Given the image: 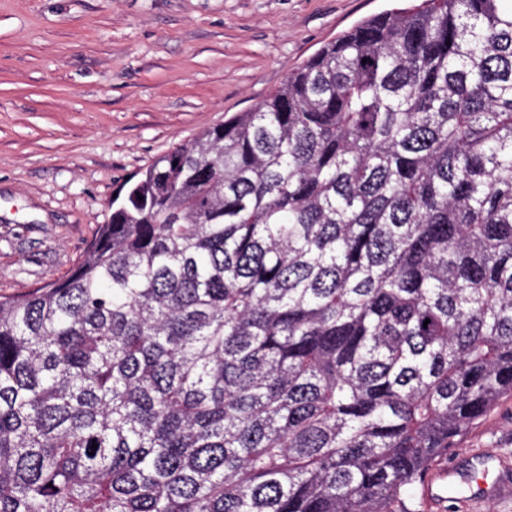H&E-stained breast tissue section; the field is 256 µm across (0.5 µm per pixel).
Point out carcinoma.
Instances as JSON below:
<instances>
[{
    "mask_svg": "<svg viewBox=\"0 0 512 512\" xmlns=\"http://www.w3.org/2000/svg\"><path fill=\"white\" fill-rule=\"evenodd\" d=\"M501 2L359 22L0 299V512H425L512 395Z\"/></svg>",
    "mask_w": 512,
    "mask_h": 512,
    "instance_id": "1",
    "label": "carcinoma"
}]
</instances>
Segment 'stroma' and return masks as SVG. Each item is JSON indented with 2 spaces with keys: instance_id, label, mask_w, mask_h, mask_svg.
<instances>
[{
  "instance_id": "35a3bbf8",
  "label": "stroma",
  "mask_w": 512,
  "mask_h": 512,
  "mask_svg": "<svg viewBox=\"0 0 512 512\" xmlns=\"http://www.w3.org/2000/svg\"><path fill=\"white\" fill-rule=\"evenodd\" d=\"M393 0H0V296L65 277L114 193ZM512 484V396L450 456ZM446 512H512L451 491Z\"/></svg>"
}]
</instances>
